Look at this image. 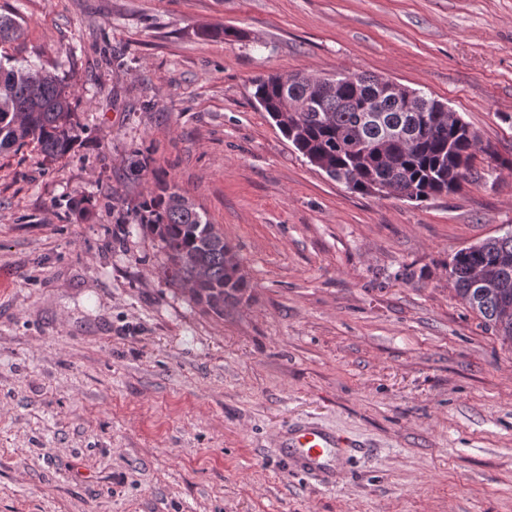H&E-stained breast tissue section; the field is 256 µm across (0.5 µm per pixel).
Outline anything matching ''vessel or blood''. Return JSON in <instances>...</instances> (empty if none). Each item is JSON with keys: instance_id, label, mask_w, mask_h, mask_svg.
<instances>
[{"instance_id": "vessel-or-blood-1", "label": "vessel or blood", "mask_w": 512, "mask_h": 512, "mask_svg": "<svg viewBox=\"0 0 512 512\" xmlns=\"http://www.w3.org/2000/svg\"><path fill=\"white\" fill-rule=\"evenodd\" d=\"M289 463L315 478H325L336 468L342 439L317 424H304L289 430L282 443Z\"/></svg>"}]
</instances>
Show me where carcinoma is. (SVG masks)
Listing matches in <instances>:
<instances>
[{"instance_id": "cac0c4a2", "label": "carcinoma", "mask_w": 512, "mask_h": 512, "mask_svg": "<svg viewBox=\"0 0 512 512\" xmlns=\"http://www.w3.org/2000/svg\"><path fill=\"white\" fill-rule=\"evenodd\" d=\"M22 25L0 16V43L17 40ZM324 89L301 74L253 80L254 97L283 136L305 158L325 166L326 175L350 190L371 193L376 185L412 201L456 192L473 176L480 144L469 124H447L437 117L440 101L416 92L384 95L378 78L339 74ZM66 77L45 67L5 66L0 62V153L30 143L55 161L77 144L80 125ZM501 167L512 158L488 144L481 148ZM139 224L163 244L166 277L189 287L192 298L218 312L242 298L248 282L227 267L224 234L212 232L196 205L175 188L150 193L140 207ZM512 234L458 250L448 263L456 297L476 312L485 327L512 342ZM491 276L497 288L481 285Z\"/></svg>"}]
</instances>
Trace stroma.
Returning a JSON list of instances; mask_svg holds the SVG:
<instances>
[{
    "label": "stroma",
    "instance_id": "obj_1",
    "mask_svg": "<svg viewBox=\"0 0 512 512\" xmlns=\"http://www.w3.org/2000/svg\"><path fill=\"white\" fill-rule=\"evenodd\" d=\"M0 55L67 76L81 144L0 156V512H512V343L458 299L459 249L512 232V170L362 195L254 98L278 73L387 78L512 155V0H0ZM234 29L227 39L212 29ZM148 156L141 177L133 152ZM249 289L216 314L135 212L157 180ZM90 198L82 219L70 200ZM362 444L326 487L273 439Z\"/></svg>",
    "mask_w": 512,
    "mask_h": 512
}]
</instances>
